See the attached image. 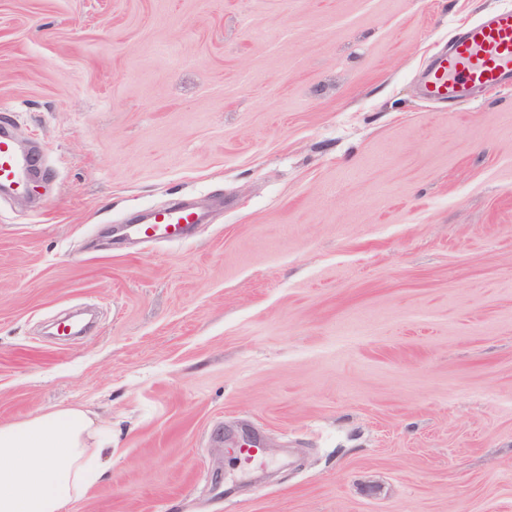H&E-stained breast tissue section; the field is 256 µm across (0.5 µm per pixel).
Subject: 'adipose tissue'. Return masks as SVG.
I'll list each match as a JSON object with an SVG mask.
<instances>
[{"mask_svg": "<svg viewBox=\"0 0 512 512\" xmlns=\"http://www.w3.org/2000/svg\"><path fill=\"white\" fill-rule=\"evenodd\" d=\"M111 447L78 407L0 423V512H65L103 479L98 461Z\"/></svg>", "mask_w": 512, "mask_h": 512, "instance_id": "1", "label": "adipose tissue"}]
</instances>
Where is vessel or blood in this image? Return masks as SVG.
<instances>
[{"label": "vessel or blood", "mask_w": 512, "mask_h": 512, "mask_svg": "<svg viewBox=\"0 0 512 512\" xmlns=\"http://www.w3.org/2000/svg\"><path fill=\"white\" fill-rule=\"evenodd\" d=\"M512 85V9L492 12L455 39L425 76L426 94L435 100L465 98L469 89ZM30 169L23 151L0 137V185L25 189ZM200 215L182 207L148 211L142 223L128 225L130 235L144 242L185 239Z\"/></svg>", "instance_id": "1"}]
</instances>
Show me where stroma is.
Wrapping results in <instances>:
<instances>
[{
  "label": "stroma",
  "instance_id": "obj_1",
  "mask_svg": "<svg viewBox=\"0 0 512 512\" xmlns=\"http://www.w3.org/2000/svg\"><path fill=\"white\" fill-rule=\"evenodd\" d=\"M510 7L0 0V126L41 157L0 195V423L112 432L67 512H512V88L418 86ZM180 199L187 239L121 241Z\"/></svg>",
  "mask_w": 512,
  "mask_h": 512
}]
</instances>
